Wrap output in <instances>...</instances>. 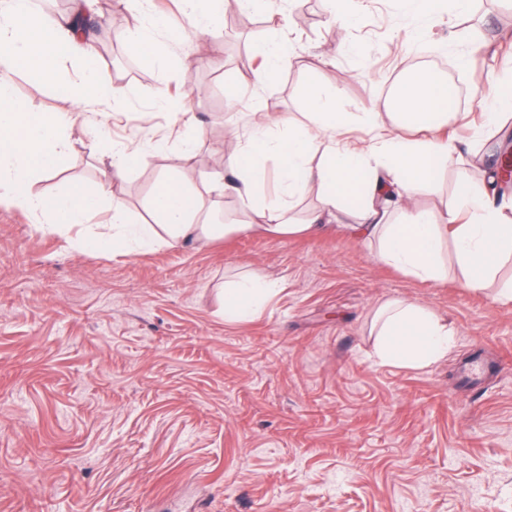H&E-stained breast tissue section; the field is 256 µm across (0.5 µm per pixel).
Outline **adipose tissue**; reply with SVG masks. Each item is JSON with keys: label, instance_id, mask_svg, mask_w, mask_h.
<instances>
[{"label": "adipose tissue", "instance_id": "1", "mask_svg": "<svg viewBox=\"0 0 512 512\" xmlns=\"http://www.w3.org/2000/svg\"><path fill=\"white\" fill-rule=\"evenodd\" d=\"M82 52L83 73L76 79H61V57ZM94 46L73 16L50 17L33 12L28 0H0V169L12 200L26 208L50 215L58 224H81L97 210L125 171L136 163V148L112 150V167L104 173L99 190H71L54 196L29 193L34 174L57 172L64 161L72 124L69 113H37L15 97L12 74L23 68L38 81L51 84L55 92L74 107L106 102L112 111L129 108L127 96L94 63ZM447 80L431 70L418 71L402 81L394 99L401 109L391 120L381 113L365 112L361 121L366 141L347 137L350 113L337 110L332 94L313 85L302 95L308 126L292 121L288 114H260V125L249 140L227 135L221 151L224 171L214 174L222 182L232 174L230 187L244 219L237 224H214L211 208L193 189L194 182L179 166L157 181L150 193L153 223L130 227L120 207H113L111 222L102 226L96 243L124 253L131 243H150L165 233L168 244L188 237H213L261 232L284 238L330 229L343 205H350L358 221L348 232L376 247L382 263L405 270L421 280L447 277L441 262L445 242L456 249L463 284L480 290L495 271L501 255L512 250V225L501 221L496 205L493 169H486L481 188L462 185L445 212L435 213L414 206L419 193L441 176L455 145L442 139L443 128L453 127L457 136H469L472 125L467 113L448 106ZM283 128L280 137L270 136L267 125ZM321 162H312L314 153ZM276 157V197H266L260 187L263 163ZM315 196L317 208L305 220L294 211L300 196ZM272 284L253 278L228 289L224 316L251 319L261 298ZM376 355L381 362L427 366L448 351L451 332L446 323L422 307L408 302L384 306L378 317Z\"/></svg>", "mask_w": 512, "mask_h": 512}]
</instances>
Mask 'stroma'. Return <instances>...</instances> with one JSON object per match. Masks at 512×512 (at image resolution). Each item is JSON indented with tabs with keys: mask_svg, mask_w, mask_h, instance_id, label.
<instances>
[{
	"mask_svg": "<svg viewBox=\"0 0 512 512\" xmlns=\"http://www.w3.org/2000/svg\"><path fill=\"white\" fill-rule=\"evenodd\" d=\"M348 27L332 0H285L282 29L186 32L185 0H150L125 14L160 43L167 63L110 69L130 98L71 110L24 71L14 94L35 112H71L66 161L36 176L37 194L105 169L97 140L140 149L113 188L130 219L177 154L187 124L158 109L187 91L204 132L184 166L224 223L236 198L211 180L229 132L248 139L260 112L303 122L300 92L315 83L340 111L382 112L416 61L441 57L487 90L512 73L495 4L461 12L446 0L426 24L407 0H354ZM425 39H418L422 28ZM290 42L277 79L240 65L257 43ZM191 66H182V59ZM234 111H226L228 90ZM439 180L416 199L443 210L472 159L495 145L481 109ZM55 226L0 189V512H512V301L448 276L420 280L380 262L341 228L288 238L262 233L116 254L87 241L111 218ZM252 276L277 289L246 321L224 317V290ZM390 300L423 307L454 334L447 356L414 368L374 359L375 312Z\"/></svg>",
	"mask_w": 512,
	"mask_h": 512,
	"instance_id": "obj_1",
	"label": "stroma"
}]
</instances>
